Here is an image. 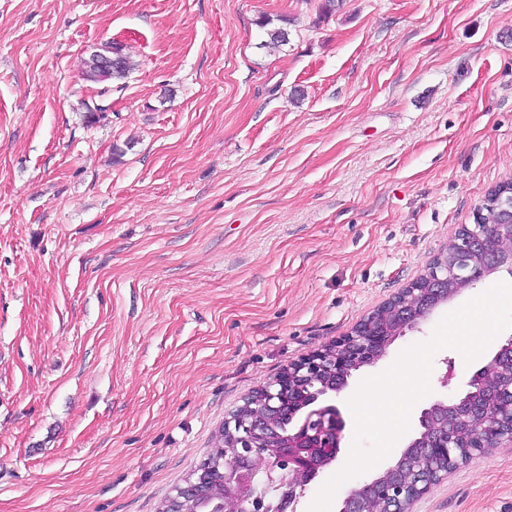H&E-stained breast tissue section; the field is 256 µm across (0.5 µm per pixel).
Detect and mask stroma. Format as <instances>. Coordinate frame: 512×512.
I'll return each mask as SVG.
<instances>
[{
    "instance_id": "1",
    "label": "stroma",
    "mask_w": 512,
    "mask_h": 512,
    "mask_svg": "<svg viewBox=\"0 0 512 512\" xmlns=\"http://www.w3.org/2000/svg\"><path fill=\"white\" fill-rule=\"evenodd\" d=\"M0 0V512H158L225 417L425 272L512 178V0ZM288 42L261 48L262 18ZM138 61L102 92L81 62ZM104 106L89 121L90 107ZM501 270L439 305L350 399ZM473 361L435 353L418 416ZM412 512H512V446ZM102 46H112L111 51L100 49V51L106 55L112 56V75L105 81H101L99 76L90 70L88 66V60H84L82 63V75L85 81L92 82L95 84L105 83L109 81H121L129 75V73L135 69L137 65L130 56L126 54L122 46L115 42L104 43Z\"/></svg>"
}]
</instances>
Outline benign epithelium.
Returning a JSON list of instances; mask_svg holds the SVG:
<instances>
[{
	"label": "benign epithelium",
	"instance_id": "obj_1",
	"mask_svg": "<svg viewBox=\"0 0 512 512\" xmlns=\"http://www.w3.org/2000/svg\"><path fill=\"white\" fill-rule=\"evenodd\" d=\"M496 209L502 224H486ZM512 192L495 190L426 271L346 336L288 365L254 392V404L224 419V456L207 457L165 512H295L294 504L341 453L346 427L332 396L352 372L456 293L500 269L512 273ZM512 338L475 371L466 391L422 409L418 435L380 476L350 491L339 512H410L431 486L475 452L512 443V370L500 368ZM455 410L448 422V409Z\"/></svg>",
	"mask_w": 512,
	"mask_h": 512
}]
</instances>
